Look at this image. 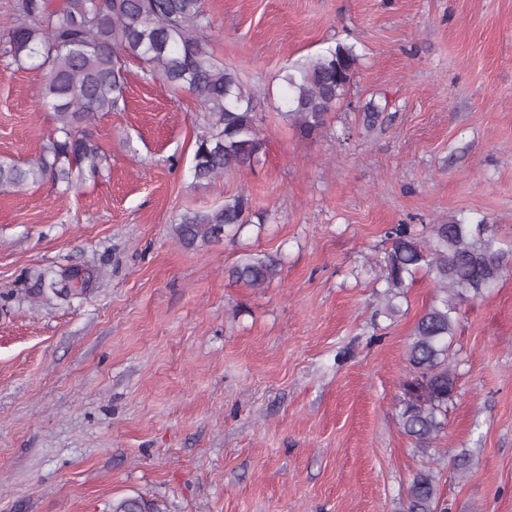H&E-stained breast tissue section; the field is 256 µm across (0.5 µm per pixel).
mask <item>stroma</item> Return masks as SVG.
Masks as SVG:
<instances>
[{
	"mask_svg": "<svg viewBox=\"0 0 512 512\" xmlns=\"http://www.w3.org/2000/svg\"><path fill=\"white\" fill-rule=\"evenodd\" d=\"M214 56L255 96L260 160L195 182L211 118L126 62L127 107L91 130L108 157L63 190L0 193V512H400L434 465L448 512H512V273L459 307L447 426L398 418L407 346L440 291L396 312L385 230L487 220L512 242V0H203ZM359 56L321 136L282 117L286 62ZM45 73L0 56V156L53 133ZM381 106L374 126L366 103ZM264 223L187 250L172 226L238 192ZM281 272L228 280L249 256ZM99 270L86 294L28 295L36 272ZM470 452L460 473L454 458ZM279 266V260L269 255L249 257L231 267L228 277L250 288H265L279 275Z\"/></svg>",
	"mask_w": 512,
	"mask_h": 512,
	"instance_id": "obj_1",
	"label": "stroma"
}]
</instances>
